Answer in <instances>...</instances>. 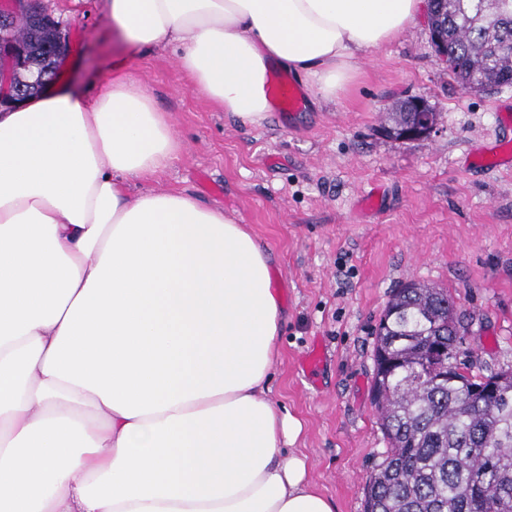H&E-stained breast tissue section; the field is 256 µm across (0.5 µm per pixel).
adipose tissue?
Instances as JSON below:
<instances>
[{"mask_svg":"<svg viewBox=\"0 0 512 512\" xmlns=\"http://www.w3.org/2000/svg\"><path fill=\"white\" fill-rule=\"evenodd\" d=\"M423 0H104L254 125L272 68L332 99ZM0 108V512H336L268 396L283 325L246 225L148 188L183 142L116 70ZM143 188L131 191L132 182Z\"/></svg>","mask_w":512,"mask_h":512,"instance_id":"1","label":"adipose tissue"}]
</instances>
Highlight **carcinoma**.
I'll use <instances>...</instances> for the list:
<instances>
[{
  "instance_id": "cac0c4a2",
  "label": "carcinoma",
  "mask_w": 512,
  "mask_h": 512,
  "mask_svg": "<svg viewBox=\"0 0 512 512\" xmlns=\"http://www.w3.org/2000/svg\"><path fill=\"white\" fill-rule=\"evenodd\" d=\"M429 25L448 46L453 78L466 91L512 87V0H437ZM0 24V39L23 44L30 80L58 77L57 24L46 15ZM437 113L409 101L385 132L400 138ZM463 315L448 289L410 282L392 294L374 346L372 400L387 441L367 477L366 512H512V369L488 375L458 362Z\"/></svg>"
}]
</instances>
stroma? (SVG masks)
Returning <instances> with one entry per match:
<instances>
[{"label": "stroma", "instance_id": "stroma-1", "mask_svg": "<svg viewBox=\"0 0 512 512\" xmlns=\"http://www.w3.org/2000/svg\"><path fill=\"white\" fill-rule=\"evenodd\" d=\"M72 50L59 84L87 97L123 65L168 113L180 157L151 181L224 209L269 253L285 309L270 396L299 420L292 449L336 512H364V487L386 441L371 401L375 329L410 281L447 288L465 315L461 363L512 368V87L465 91L438 60L426 16L359 54L355 81L300 112L243 122L191 89L180 50L123 43L103 0H43ZM424 99L438 120L421 139L382 129L396 102ZM324 357L306 372L312 344Z\"/></svg>", "mask_w": 512, "mask_h": 512}]
</instances>
